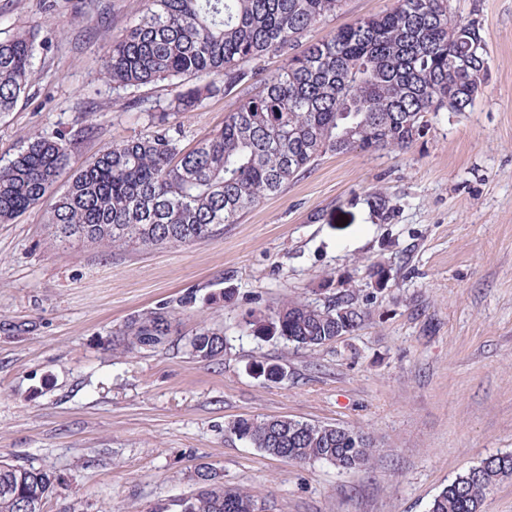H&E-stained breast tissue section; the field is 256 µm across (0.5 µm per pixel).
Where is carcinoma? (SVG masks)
Segmentation results:
<instances>
[{"instance_id": "1", "label": "carcinoma", "mask_w": 512, "mask_h": 512, "mask_svg": "<svg viewBox=\"0 0 512 512\" xmlns=\"http://www.w3.org/2000/svg\"><path fill=\"white\" fill-rule=\"evenodd\" d=\"M342 0H149L118 40L104 33V78L116 91L158 81L204 83L147 108L158 131L112 143L80 164L62 143L29 136L0 167V223L8 224L51 192L64 173L46 223L55 242L107 249L184 245L236 224L263 199L308 171L323 154L404 151L422 137L429 112H465L486 83L487 43L476 20H448V0H393L288 57L278 73L259 67L271 52L287 53L300 35L336 13ZM37 35L19 30L0 39V114L28 88ZM253 81L224 127L183 150L168 128L171 116L193 112L208 96ZM367 307L354 291L324 304L287 300L249 322L259 340L298 348L334 343L362 326ZM171 313L159 309L128 320L113 338L122 352L169 341ZM229 340L202 328L190 338L195 358L219 361ZM252 372L284 379L276 364ZM239 440L296 463L325 462L341 470L365 466L378 451L362 430L287 416L238 418ZM512 477V453L490 456L431 500L428 512H482L494 486ZM196 491L179 512H265L249 491L228 488L208 464L196 470ZM53 478L30 463L0 462V512H44Z\"/></svg>"}]
</instances>
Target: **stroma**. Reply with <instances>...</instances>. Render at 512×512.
Masks as SVG:
<instances>
[{
  "instance_id": "stroma-1",
  "label": "stroma",
  "mask_w": 512,
  "mask_h": 512,
  "mask_svg": "<svg viewBox=\"0 0 512 512\" xmlns=\"http://www.w3.org/2000/svg\"><path fill=\"white\" fill-rule=\"evenodd\" d=\"M391 4L343 0L295 48ZM449 4L481 23L488 80L470 110L429 115L407 150L327 153L188 245L52 246L51 193L0 224V460L52 473L45 512H177L204 463L267 512H427L456 477L512 452V0ZM147 6L110 0L102 23L90 0H0V38L32 29L43 45L25 96L0 116V167L31 134L74 143L81 162L153 132L141 104L180 84L127 94L102 77V29L120 39ZM253 91L172 117L174 137L193 147ZM348 289L370 295L368 316L333 344L246 329L284 300ZM160 307L175 317L170 343L113 351L129 318ZM203 327L229 336L223 360L188 354ZM258 361L285 378L254 377ZM240 416L356 427L378 452L359 469L300 465L231 435Z\"/></svg>"
}]
</instances>
